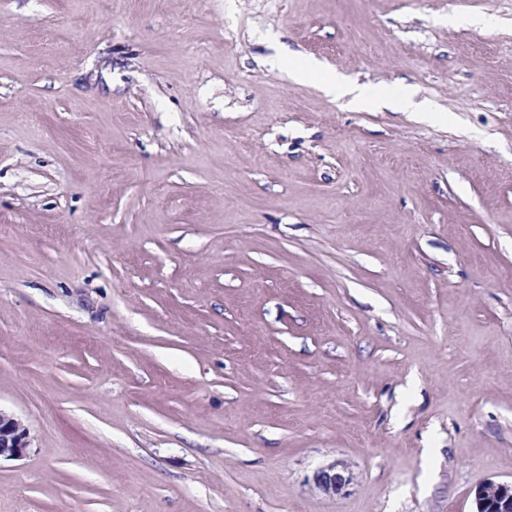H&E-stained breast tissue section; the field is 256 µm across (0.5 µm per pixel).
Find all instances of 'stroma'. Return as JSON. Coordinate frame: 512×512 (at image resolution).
<instances>
[{
  "label": "stroma",
  "mask_w": 512,
  "mask_h": 512,
  "mask_svg": "<svg viewBox=\"0 0 512 512\" xmlns=\"http://www.w3.org/2000/svg\"><path fill=\"white\" fill-rule=\"evenodd\" d=\"M0 409V512L511 482L512 0H0ZM321 69L314 63L308 61L301 67H296L293 76L298 81H309L316 76L321 75L327 93L338 96H351L353 100L361 103L390 104L391 106L401 108L407 112H421L419 104L415 101V93L411 90L405 91L397 98H387L386 92H378L381 96L375 97L377 94L367 92V90L358 86L348 84L344 77L339 73H322ZM29 435L30 430L22 419L0 409V461L2 457H24L30 445ZM352 480L353 473L341 462L318 468L313 475L314 487L329 496L341 494Z\"/></svg>",
  "instance_id": "35a3bbf8"
}]
</instances>
